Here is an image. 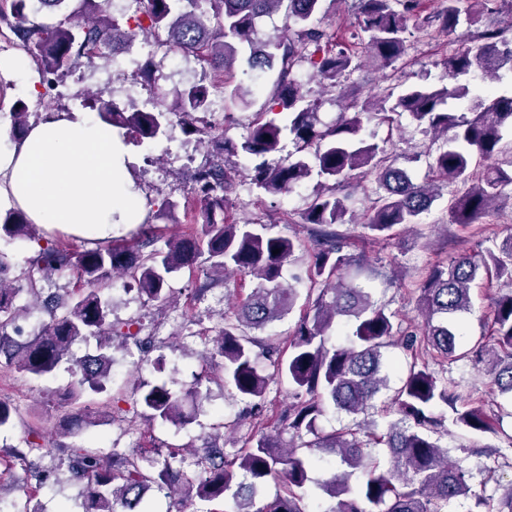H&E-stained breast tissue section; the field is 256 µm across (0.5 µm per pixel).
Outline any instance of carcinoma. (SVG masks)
I'll list each match as a JSON object with an SVG mask.
<instances>
[{"instance_id": "carcinoma-1", "label": "carcinoma", "mask_w": 512, "mask_h": 512, "mask_svg": "<svg viewBox=\"0 0 512 512\" xmlns=\"http://www.w3.org/2000/svg\"><path fill=\"white\" fill-rule=\"evenodd\" d=\"M29 0H0V22L11 37L10 46L23 51L35 65L39 83L62 79L80 64L93 67L117 52L130 51L143 33L154 36L167 53H181L220 72L224 99L247 104L251 88L230 81L237 62L246 74L275 75L272 105L248 124L240 138L228 135L231 113H224V130L210 120L209 88L193 84L163 100L140 108L98 100L84 106L97 111L99 120L121 138L137 142L155 140L177 121L187 135L207 136L209 157L191 174L197 204L194 223L170 236L157 233L147 221L138 240L128 245L114 240L80 253L60 244H41L26 214L13 206L0 212V241L36 243L32 266L49 276L73 269L82 287L63 299L42 296L35 279L28 291L39 299V311L48 317L40 330L25 336L15 306L18 288L4 286L12 268L9 253L0 250V366L25 377L49 378L64 368L78 377L61 397L68 411L60 435L69 444L46 447L37 418L23 419L19 407L0 399V433L24 426L17 445L0 450V471L21 466L28 474L23 500L0 504V512H39L38 496L60 482L59 475L80 487L81 512H149L144 491L177 496L176 512H449L453 500L471 493L462 461L448 459L440 443L446 421L471 431L503 439L506 447L490 446L488 455L508 461L512 434L501 415L487 413L483 405L462 402L448 378L430 369L437 356L452 364L471 362L489 380L493 395H512V234L483 238L486 246L476 254L448 258V240L436 253L440 258L425 265L413 284L421 321H404L377 305L364 287L349 283L343 274L355 267L372 274L371 246L390 244L397 227L420 224L448 191V224L468 227L490 209L512 197V95L484 99L470 85L478 69L493 75L512 63V42L505 30L480 26L484 14L512 11V0H471L464 13L459 0L426 20L446 32L461 22L474 27L466 41L442 62L444 79L437 84L409 85L392 105L388 99L348 104L336 118L324 122L320 103L310 100L298 77L302 69L335 81L363 63L342 45L336 32L317 26L324 0H129L115 10L112 0H76L63 18L36 22L30 18ZM420 0H356L353 38L366 43L369 62L379 68L395 63L406 50L408 21L418 17ZM281 11L288 34L259 41L261 19ZM469 101V114L458 113L453 102ZM36 113L25 105L12 108L10 134L21 140ZM407 117L429 137L425 151L436 179L416 182L408 169L397 164L386 145L362 135L364 123L375 118L395 122ZM258 160L245 180L257 195H286L313 178L316 189L303 209V234L285 236L276 231L288 222V213L269 222L227 223L225 209L240 170L232 158ZM374 187L363 220H356L358 189L368 177ZM469 183L459 194L457 182ZM179 202L163 200L157 218L178 222ZM364 229L356 234L348 225ZM278 249L280 253L273 254ZM300 253L309 258L304 312L284 350L256 332L282 320L300 299V291L284 280L287 260ZM249 276L256 287L224 312L221 325L206 349L211 364L221 368L224 385L248 403L246 413L221 424L230 434L232 450L204 442L187 460L184 446L159 441L153 426L180 431L197 418L207 394L200 386L173 390L162 381L123 389L104 407L116 409L132 402L149 421L143 443L130 451L93 448L82 444L84 429L93 425V411L84 398L101 393L111 380L115 341L121 347L148 348L155 340L140 320L120 325L111 320L112 302L100 285L117 275L134 283L148 302L165 304L172 293L169 281L182 269ZM493 278L499 291L492 298L493 329L465 342L461 317L472 311L471 290L479 278ZM354 319L343 343L326 346L340 318ZM399 337L408 358L406 375L391 406L398 419L379 432L375 421L358 419L374 407L388 388L384 349ZM95 342L91 354L76 356L77 342ZM269 361L266 372L262 360ZM288 380V403L267 414L266 399L276 379ZM334 408L350 421L330 431L317 429V419ZM258 417L261 427L241 432L246 416ZM388 450L387 462L373 455L371 445ZM333 458L330 476L319 482L311 472L325 458ZM270 479L283 482V493L257 503ZM329 498L333 504L323 506ZM204 505L199 509L197 504ZM474 512H512V488L498 507L475 497Z\"/></svg>"}]
</instances>
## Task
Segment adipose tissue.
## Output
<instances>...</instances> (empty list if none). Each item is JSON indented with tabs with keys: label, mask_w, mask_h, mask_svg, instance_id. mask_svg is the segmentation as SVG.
Instances as JSON below:
<instances>
[{
	"label": "adipose tissue",
	"mask_w": 512,
	"mask_h": 512,
	"mask_svg": "<svg viewBox=\"0 0 512 512\" xmlns=\"http://www.w3.org/2000/svg\"><path fill=\"white\" fill-rule=\"evenodd\" d=\"M127 148L110 127L82 112H56L0 150V196L32 223L88 239L145 220L129 183Z\"/></svg>",
	"instance_id": "ef3b65f1"
}]
</instances>
